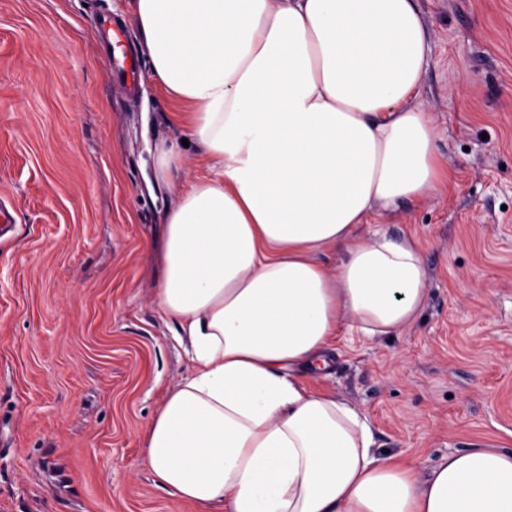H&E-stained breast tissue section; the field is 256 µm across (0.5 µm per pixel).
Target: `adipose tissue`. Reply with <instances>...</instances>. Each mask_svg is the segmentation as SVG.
<instances>
[{"label": "adipose tissue", "mask_w": 512, "mask_h": 512, "mask_svg": "<svg viewBox=\"0 0 512 512\" xmlns=\"http://www.w3.org/2000/svg\"><path fill=\"white\" fill-rule=\"evenodd\" d=\"M130 5L150 83L189 107L155 146L157 181L186 164L184 142L209 162L159 242L155 297L193 370L145 432L156 479L225 512H512V452L420 475L375 453L356 407L295 379L328 368L336 336L400 334L426 299L419 243L380 228L450 179L415 102L429 41L415 0Z\"/></svg>", "instance_id": "obj_1"}]
</instances>
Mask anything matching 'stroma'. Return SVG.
I'll use <instances>...</instances> for the list:
<instances>
[{"label":"stroma","instance_id":"35a3bbf8","mask_svg":"<svg viewBox=\"0 0 512 512\" xmlns=\"http://www.w3.org/2000/svg\"><path fill=\"white\" fill-rule=\"evenodd\" d=\"M430 38L419 102L451 172L401 207L427 301L396 336H340L327 374L299 373L366 412L380 456L427 472L470 448L512 450V0H417ZM140 43L129 0H0V512H199L160 485L144 434L192 363L159 312L154 256L189 162L154 179L182 104L125 98L94 24Z\"/></svg>","mask_w":512,"mask_h":512}]
</instances>
